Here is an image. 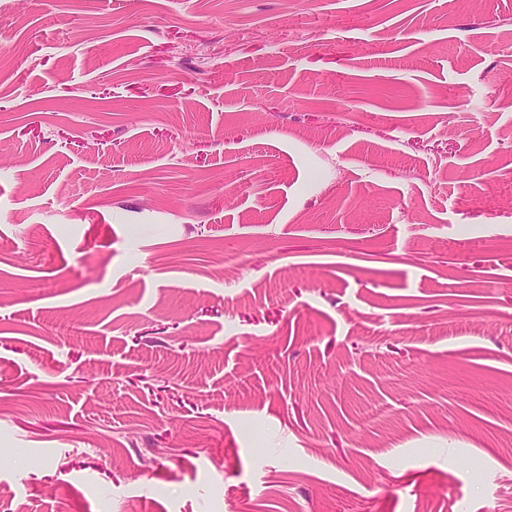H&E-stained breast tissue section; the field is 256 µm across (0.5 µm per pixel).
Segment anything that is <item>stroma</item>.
<instances>
[{"label":"stroma","instance_id":"obj_1","mask_svg":"<svg viewBox=\"0 0 512 512\" xmlns=\"http://www.w3.org/2000/svg\"><path fill=\"white\" fill-rule=\"evenodd\" d=\"M0 512H512V0H0Z\"/></svg>","mask_w":512,"mask_h":512}]
</instances>
